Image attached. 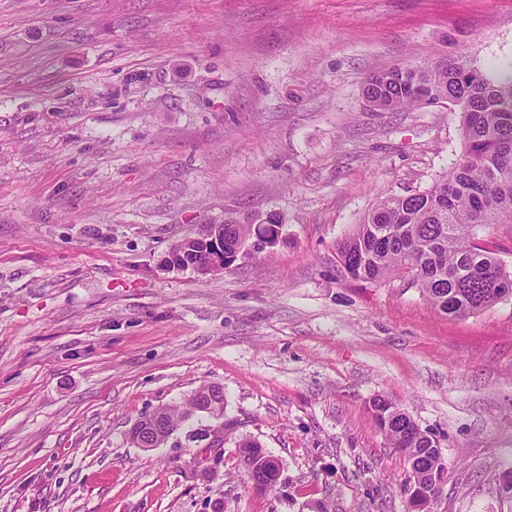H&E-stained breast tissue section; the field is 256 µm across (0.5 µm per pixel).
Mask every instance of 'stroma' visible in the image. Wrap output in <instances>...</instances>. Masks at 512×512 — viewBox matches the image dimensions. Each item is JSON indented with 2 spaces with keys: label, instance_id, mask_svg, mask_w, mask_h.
Wrapping results in <instances>:
<instances>
[{
  "label": "stroma",
  "instance_id": "35a3bbf8",
  "mask_svg": "<svg viewBox=\"0 0 512 512\" xmlns=\"http://www.w3.org/2000/svg\"><path fill=\"white\" fill-rule=\"evenodd\" d=\"M462 55L512 61V0H0V512H415L379 397L439 443L430 512H512V296L451 318L337 256L462 150L457 107L367 78ZM270 211L273 247L167 267ZM211 385L222 416L130 442ZM279 216L277 212H269L265 215L263 223L259 224H236L224 219V224H229L225 232L224 224H213L202 236H190L177 243L168 255L167 265L173 270H181L183 269L181 266L185 264L187 268H191L199 274L226 270L233 266L240 253L224 250V241L225 249L237 245L246 247L253 239L267 235L268 228L265 225L280 224ZM200 240L205 243L202 251L197 247V242ZM264 246L265 243L262 241L255 240L252 242L253 249L260 250ZM187 257L196 261L187 264Z\"/></svg>",
  "mask_w": 512,
  "mask_h": 512
}]
</instances>
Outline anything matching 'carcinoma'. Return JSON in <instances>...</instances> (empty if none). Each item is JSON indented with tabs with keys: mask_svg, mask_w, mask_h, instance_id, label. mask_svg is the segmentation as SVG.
Masks as SVG:
<instances>
[{
	"mask_svg": "<svg viewBox=\"0 0 512 512\" xmlns=\"http://www.w3.org/2000/svg\"><path fill=\"white\" fill-rule=\"evenodd\" d=\"M512 84V64L487 76L461 58L396 67L367 80L365 98L378 111L397 112L429 101L458 107L462 152L430 188L410 195L387 196L363 223L338 244L343 270L352 278L379 283L396 275L419 288L432 307L452 317L476 314L509 295L512 275L480 242L475 229L512 223V100L501 87ZM225 247L248 246L280 223L269 212L259 224L224 220ZM210 397L224 408V392L198 389L187 410L164 408L163 425L173 429ZM381 429L411 460L433 439L386 398L374 402ZM246 472L267 453L254 442L241 445Z\"/></svg>",
	"mask_w": 512,
	"mask_h": 512,
	"instance_id": "carcinoma-1",
	"label": "carcinoma"
}]
</instances>
